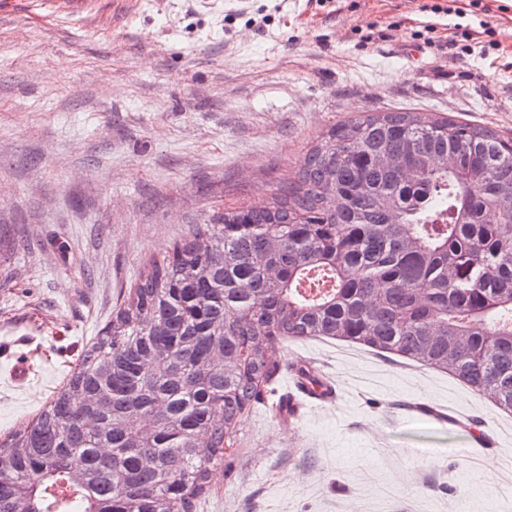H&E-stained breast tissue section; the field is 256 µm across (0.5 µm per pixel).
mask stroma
Masks as SVG:
<instances>
[{
	"label": "stroma",
	"mask_w": 512,
	"mask_h": 512,
	"mask_svg": "<svg viewBox=\"0 0 512 512\" xmlns=\"http://www.w3.org/2000/svg\"><path fill=\"white\" fill-rule=\"evenodd\" d=\"M422 2L0 6V440L67 382L146 260L213 211L267 204L334 124L417 109L512 135V65L415 36L484 19L512 51V0H458L461 17ZM371 23L384 37L359 47ZM272 360L287 415L244 414L193 512H512V412L481 392L331 338L279 344ZM299 365L332 398L301 394Z\"/></svg>",
	"instance_id": "obj_1"
}]
</instances>
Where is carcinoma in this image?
<instances>
[{
	"mask_svg": "<svg viewBox=\"0 0 512 512\" xmlns=\"http://www.w3.org/2000/svg\"><path fill=\"white\" fill-rule=\"evenodd\" d=\"M315 337L397 352L512 410L511 137L372 112L318 137L270 205L192 226L0 442V512L190 509L264 400L275 346Z\"/></svg>",
	"mask_w": 512,
	"mask_h": 512,
	"instance_id": "1",
	"label": "carcinoma"
}]
</instances>
